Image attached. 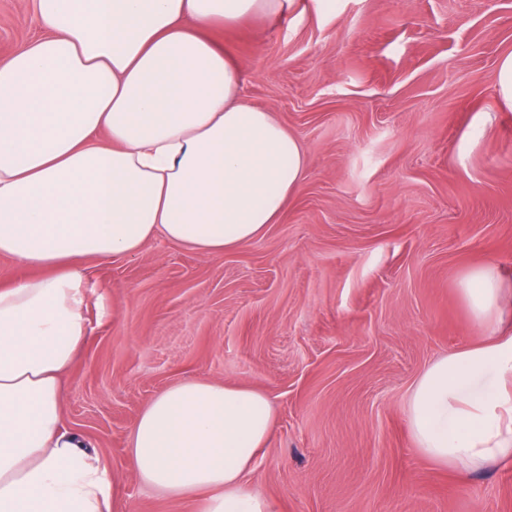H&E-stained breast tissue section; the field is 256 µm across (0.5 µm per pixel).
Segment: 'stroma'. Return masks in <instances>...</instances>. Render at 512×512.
<instances>
[{
    "label": "stroma",
    "mask_w": 512,
    "mask_h": 512,
    "mask_svg": "<svg viewBox=\"0 0 512 512\" xmlns=\"http://www.w3.org/2000/svg\"><path fill=\"white\" fill-rule=\"evenodd\" d=\"M39 34L34 0H0V55ZM215 37L244 98L303 143L302 186L235 251L158 238L83 259L109 310L89 309L66 427L115 474L120 512H198L140 481L130 432L180 381L253 387L276 425L244 482L271 512H512V466L440 467L406 422L424 368L485 340L463 276L512 274V0H293ZM496 90L498 98L512 109V52L499 60Z\"/></svg>",
    "instance_id": "obj_1"
}]
</instances>
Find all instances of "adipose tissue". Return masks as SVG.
I'll return each mask as SVG.
<instances>
[{
  "mask_svg": "<svg viewBox=\"0 0 512 512\" xmlns=\"http://www.w3.org/2000/svg\"><path fill=\"white\" fill-rule=\"evenodd\" d=\"M288 0H35L39 37L0 58V512H115L114 482L64 425L62 381L90 329L80 262L162 237L202 254L262 236L296 195L298 137L241 95L210 30ZM512 281L472 269L460 292L482 344L434 360L407 426L461 473L512 462ZM275 427L259 390L187 379L130 433L147 486L199 512H270L243 479Z\"/></svg>",
  "mask_w": 512,
  "mask_h": 512,
  "instance_id": "obj_1",
  "label": "adipose tissue"
}]
</instances>
